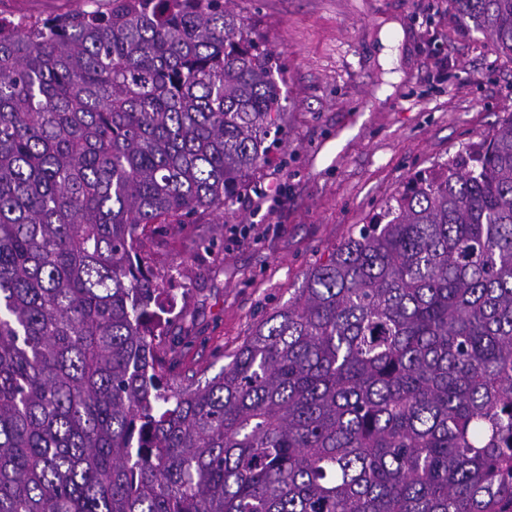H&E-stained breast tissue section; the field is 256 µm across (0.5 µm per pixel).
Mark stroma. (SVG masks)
Masks as SVG:
<instances>
[{
	"instance_id": "35a3bbf8",
	"label": "stroma",
	"mask_w": 512,
	"mask_h": 512,
	"mask_svg": "<svg viewBox=\"0 0 512 512\" xmlns=\"http://www.w3.org/2000/svg\"><path fill=\"white\" fill-rule=\"evenodd\" d=\"M83 0H0L28 21ZM281 88L276 165L224 214L154 235L178 372H221L307 269L383 212L416 174L478 147L512 117V58L453 0H232Z\"/></svg>"
}]
</instances>
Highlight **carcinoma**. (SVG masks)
<instances>
[{"mask_svg":"<svg viewBox=\"0 0 512 512\" xmlns=\"http://www.w3.org/2000/svg\"><path fill=\"white\" fill-rule=\"evenodd\" d=\"M0 16V512H512V116L408 182L211 378L143 237L272 165L226 0ZM512 58V0H454Z\"/></svg>","mask_w":512,"mask_h":512,"instance_id":"carcinoma-1","label":"carcinoma"}]
</instances>
